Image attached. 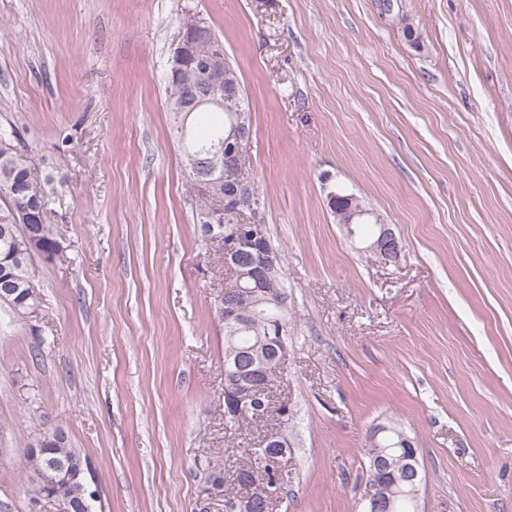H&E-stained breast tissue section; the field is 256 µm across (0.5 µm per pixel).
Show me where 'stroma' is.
Masks as SVG:
<instances>
[{
  "mask_svg": "<svg viewBox=\"0 0 512 512\" xmlns=\"http://www.w3.org/2000/svg\"><path fill=\"white\" fill-rule=\"evenodd\" d=\"M189 11L246 92L283 258L287 512H358L391 424L419 512H512V0H0V128L51 176L60 242L33 317L0 304V512H64L29 502L43 433L87 455L96 512H200L208 461L263 435L224 434V264L169 128ZM337 188L397 261L347 237ZM379 226L380 231L378 238L367 247V251L375 254L379 259L385 262L396 261L403 250V243L401 239L396 236L401 244V252L399 253L395 234L386 224H379Z\"/></svg>",
  "mask_w": 512,
  "mask_h": 512,
  "instance_id": "stroma-1",
  "label": "stroma"
}]
</instances>
